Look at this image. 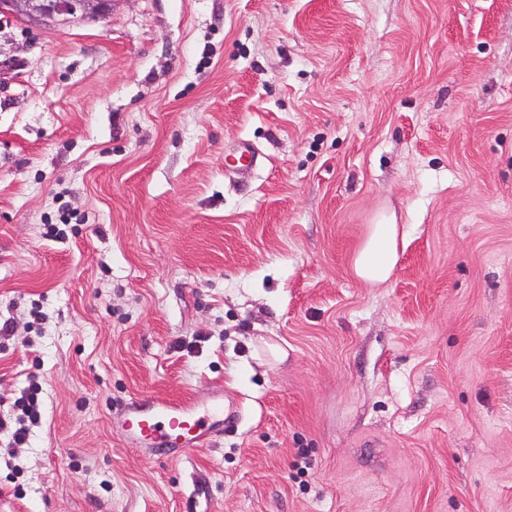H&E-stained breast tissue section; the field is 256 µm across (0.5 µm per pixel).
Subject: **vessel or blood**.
Listing matches in <instances>:
<instances>
[{"instance_id":"1","label":"vessel or blood","mask_w":512,"mask_h":512,"mask_svg":"<svg viewBox=\"0 0 512 512\" xmlns=\"http://www.w3.org/2000/svg\"><path fill=\"white\" fill-rule=\"evenodd\" d=\"M223 424V405L201 410L188 402L152 398L132 404L125 411L119 433L128 444L154 448L157 456L169 458L197 447L214 428Z\"/></svg>"}]
</instances>
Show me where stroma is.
<instances>
[{
    "mask_svg": "<svg viewBox=\"0 0 512 512\" xmlns=\"http://www.w3.org/2000/svg\"><path fill=\"white\" fill-rule=\"evenodd\" d=\"M4 322L0 512H512V0L0 14ZM151 396L238 425L161 459ZM398 225L374 224L362 247L353 257L355 275L369 285L384 283L397 260ZM41 393L42 386L32 382L13 402L9 414L0 416V432L8 435L9 445H24L28 442L32 427L41 418Z\"/></svg>",
    "mask_w": 512,
    "mask_h": 512,
    "instance_id": "stroma-1",
    "label": "stroma"
}]
</instances>
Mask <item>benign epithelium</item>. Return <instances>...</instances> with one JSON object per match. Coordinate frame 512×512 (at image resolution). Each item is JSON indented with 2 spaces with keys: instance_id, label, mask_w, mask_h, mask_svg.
Returning a JSON list of instances; mask_svg holds the SVG:
<instances>
[{
  "instance_id": "obj_1",
  "label": "benign epithelium",
  "mask_w": 512,
  "mask_h": 512,
  "mask_svg": "<svg viewBox=\"0 0 512 512\" xmlns=\"http://www.w3.org/2000/svg\"><path fill=\"white\" fill-rule=\"evenodd\" d=\"M116 0H0V14L29 26L57 27L96 21L112 12Z\"/></svg>"
}]
</instances>
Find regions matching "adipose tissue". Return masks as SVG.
<instances>
[{"instance_id":"obj_1","label":"adipose tissue","mask_w":512,"mask_h":512,"mask_svg":"<svg viewBox=\"0 0 512 512\" xmlns=\"http://www.w3.org/2000/svg\"><path fill=\"white\" fill-rule=\"evenodd\" d=\"M397 239V225H374L368 238L353 257L355 275L372 286L384 283L396 264Z\"/></svg>"}]
</instances>
